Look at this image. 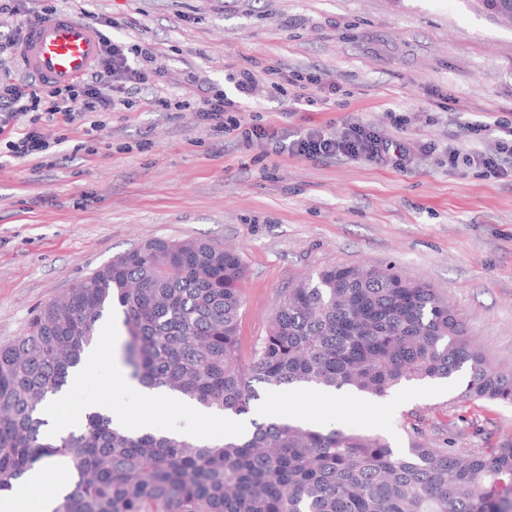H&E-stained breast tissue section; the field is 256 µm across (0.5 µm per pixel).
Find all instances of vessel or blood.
Listing matches in <instances>:
<instances>
[{
	"label": "vessel or blood",
	"mask_w": 512,
	"mask_h": 512,
	"mask_svg": "<svg viewBox=\"0 0 512 512\" xmlns=\"http://www.w3.org/2000/svg\"><path fill=\"white\" fill-rule=\"evenodd\" d=\"M101 47L87 19L73 12L60 13L30 24L20 64L38 81L67 84L88 73Z\"/></svg>",
	"instance_id": "1"
}]
</instances>
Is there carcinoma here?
<instances>
[{"instance_id": "carcinoma-1", "label": "carcinoma", "mask_w": 512, "mask_h": 512, "mask_svg": "<svg viewBox=\"0 0 512 512\" xmlns=\"http://www.w3.org/2000/svg\"><path fill=\"white\" fill-rule=\"evenodd\" d=\"M246 269L208 241L153 239L38 308L0 346V491L39 461L66 458L72 492L52 512H512V441L460 452L412 427L380 436L251 420L219 445L133 433L93 413L47 442L42 405L58 395L104 313L122 314L123 361L145 386L248 416L291 385L382 397L463 369L461 398L512 403V371L488 366L436 288L394 267L321 269L277 302L265 336L239 350Z\"/></svg>"}]
</instances>
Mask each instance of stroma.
<instances>
[{
	"label": "stroma",
	"instance_id": "stroma-1",
	"mask_svg": "<svg viewBox=\"0 0 512 512\" xmlns=\"http://www.w3.org/2000/svg\"><path fill=\"white\" fill-rule=\"evenodd\" d=\"M62 8L111 19L112 39L135 34L159 46L165 71L132 111L106 115L103 131L56 126V166L0 157V345L113 257L150 239H199L236 249L246 267L241 355L299 279L381 264L440 289L490 365L512 370V175L471 159L493 150L494 121L512 122L511 24L481 0H62ZM231 61L316 70L335 89L315 111L289 113L270 83L258 84L239 114L244 125L335 134L359 121L432 150L404 170L363 157L279 156L268 144L214 135L191 110L146 107L157 95L176 98L192 74L232 91ZM391 109L402 129L387 119ZM475 121L490 126L478 139L465 130ZM466 384L406 383L382 398L355 395L346 409L332 394L294 386L260 411L274 421L288 405L395 448L407 447L413 420L433 446L445 436L465 449L512 441V404L462 400ZM62 399L74 414L115 402L152 432L189 427L200 442L223 440V420L150 403L92 364Z\"/></svg>",
	"mask_w": 512,
	"mask_h": 512
}]
</instances>
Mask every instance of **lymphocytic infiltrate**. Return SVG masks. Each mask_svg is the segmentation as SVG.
<instances>
[{"label": "lymphocytic infiltrate", "mask_w": 512, "mask_h": 512, "mask_svg": "<svg viewBox=\"0 0 512 512\" xmlns=\"http://www.w3.org/2000/svg\"><path fill=\"white\" fill-rule=\"evenodd\" d=\"M101 41L102 52L90 74L74 83L56 87L36 82L0 83V132L5 135L1 143L9 157L36 158L46 165L53 163L52 149L59 142L53 127L61 122L81 123L93 131H101L105 126L103 113L129 106L141 86L161 74V53L155 47L117 42L106 35ZM269 74L276 83L290 86L289 111L317 105L323 90L320 73L290 75L273 68ZM227 79L235 88L234 94L202 87L193 79L186 89L185 107L193 108L197 120L218 135L233 137L249 146L270 143L275 153L292 157L315 159L339 154L371 158L400 169L406 168L415 151L409 143L383 137L358 123L347 125L337 136L316 130L290 134L284 130L244 126L236 114L251 96L257 75L255 71L231 66L227 69ZM20 119L25 122L21 128L16 125Z\"/></svg>", "instance_id": "1"}]
</instances>
